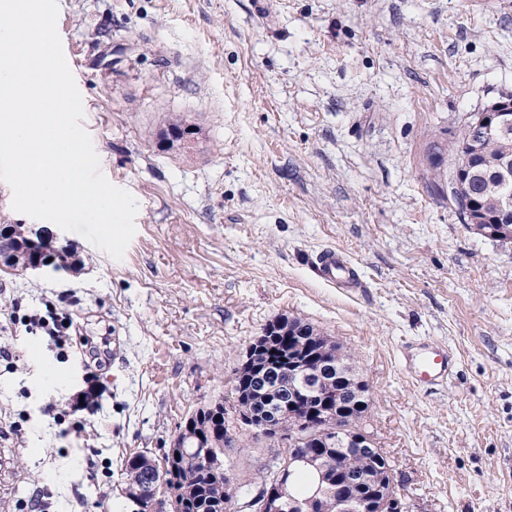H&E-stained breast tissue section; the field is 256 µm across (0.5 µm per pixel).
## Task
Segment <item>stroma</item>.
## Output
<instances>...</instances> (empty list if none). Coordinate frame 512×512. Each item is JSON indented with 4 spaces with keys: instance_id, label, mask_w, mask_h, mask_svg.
<instances>
[{
    "instance_id": "obj_1",
    "label": "stroma",
    "mask_w": 512,
    "mask_h": 512,
    "mask_svg": "<svg viewBox=\"0 0 512 512\" xmlns=\"http://www.w3.org/2000/svg\"><path fill=\"white\" fill-rule=\"evenodd\" d=\"M57 31L101 170L138 203L116 260L76 232L79 269H0V423L15 470L0 512L44 488L55 512H114L126 456L169 445L228 396L248 344L299 317L355 352L372 429L412 512H512V242L432 186L470 114L512 96V0H57ZM194 127L164 148L171 116ZM343 250L361 286L321 280ZM64 304L103 357L94 436L41 416L82 385L16 308ZM445 344L441 387L401 346ZM112 470L98 499L89 449ZM124 512H134L133 505Z\"/></svg>"
}]
</instances>
